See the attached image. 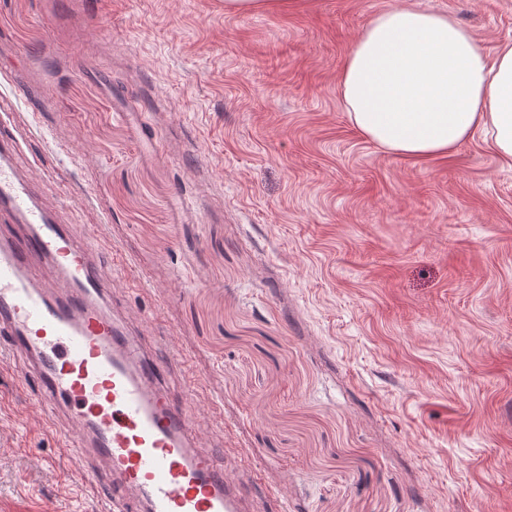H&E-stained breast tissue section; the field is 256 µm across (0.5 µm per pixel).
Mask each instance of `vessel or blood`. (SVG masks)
<instances>
[{"instance_id": "b4317fda", "label": "vessel or blood", "mask_w": 512, "mask_h": 512, "mask_svg": "<svg viewBox=\"0 0 512 512\" xmlns=\"http://www.w3.org/2000/svg\"><path fill=\"white\" fill-rule=\"evenodd\" d=\"M27 132L0 113V345L17 385L50 408L75 462L99 476L107 512H239L224 457L203 448L174 357L112 308L106 247L80 237L18 166ZM53 270L43 277L40 265Z\"/></svg>"}]
</instances>
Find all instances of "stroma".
Listing matches in <instances>:
<instances>
[{
    "instance_id": "obj_1",
    "label": "stroma",
    "mask_w": 512,
    "mask_h": 512,
    "mask_svg": "<svg viewBox=\"0 0 512 512\" xmlns=\"http://www.w3.org/2000/svg\"><path fill=\"white\" fill-rule=\"evenodd\" d=\"M445 13L486 53L512 0H0V98L112 299L180 355L245 512H512V163L430 158L348 121L381 11ZM0 350V512H96L101 485Z\"/></svg>"
}]
</instances>
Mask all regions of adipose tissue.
I'll list each match as a JSON object with an SVG mask.
<instances>
[{
  "mask_svg": "<svg viewBox=\"0 0 512 512\" xmlns=\"http://www.w3.org/2000/svg\"><path fill=\"white\" fill-rule=\"evenodd\" d=\"M340 92L351 124L409 157L452 152L475 133L512 161V47L491 56L453 18L399 5L350 50Z\"/></svg>",
  "mask_w": 512,
  "mask_h": 512,
  "instance_id": "obj_1",
  "label": "adipose tissue"
}]
</instances>
